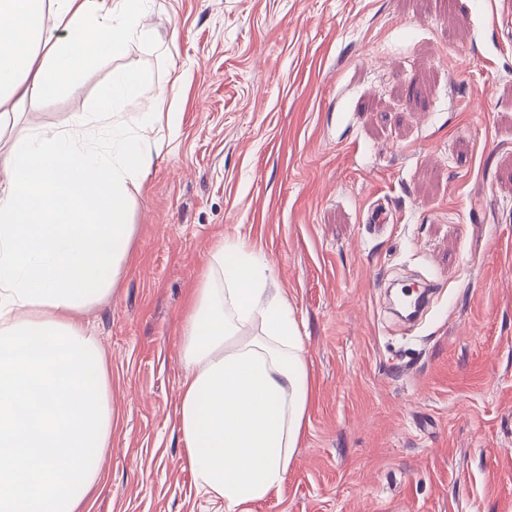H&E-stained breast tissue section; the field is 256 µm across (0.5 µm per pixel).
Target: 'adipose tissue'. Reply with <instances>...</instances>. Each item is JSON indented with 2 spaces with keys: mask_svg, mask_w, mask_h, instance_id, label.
Masks as SVG:
<instances>
[{
  "mask_svg": "<svg viewBox=\"0 0 512 512\" xmlns=\"http://www.w3.org/2000/svg\"><path fill=\"white\" fill-rule=\"evenodd\" d=\"M143 0H0L5 108L75 91L80 71L137 37ZM61 38H54V31ZM146 72L113 71L98 109L105 145L36 132L0 150V512H79L119 410L95 340L76 312L112 293L134 233L129 182L151 162L147 132L112 118ZM223 287L192 293L183 331L177 427L185 460L225 512L281 489L314 387L293 311L272 270L238 242L214 253Z\"/></svg>",
  "mask_w": 512,
  "mask_h": 512,
  "instance_id": "ef3b65f1",
  "label": "adipose tissue"
}]
</instances>
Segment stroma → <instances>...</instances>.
Wrapping results in <instances>:
<instances>
[{"label":"stroma","mask_w":512,"mask_h":512,"mask_svg":"<svg viewBox=\"0 0 512 512\" xmlns=\"http://www.w3.org/2000/svg\"><path fill=\"white\" fill-rule=\"evenodd\" d=\"M144 34L0 144L152 81L130 255L89 321L121 418L84 512H224L184 462L190 294L226 240L288 299L314 396L253 512H512V0H147ZM385 209L388 224L367 215ZM430 284L402 322L390 284Z\"/></svg>","instance_id":"1"}]
</instances>
